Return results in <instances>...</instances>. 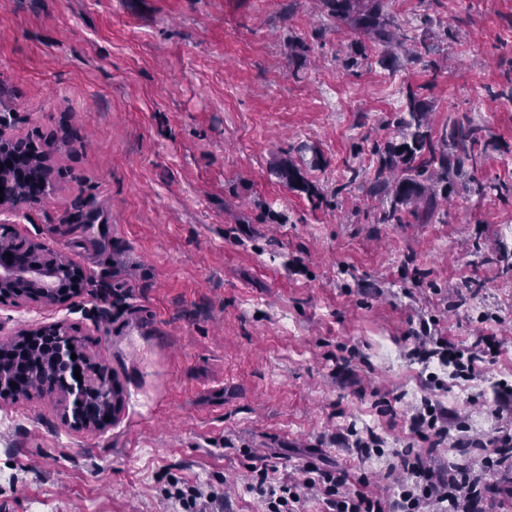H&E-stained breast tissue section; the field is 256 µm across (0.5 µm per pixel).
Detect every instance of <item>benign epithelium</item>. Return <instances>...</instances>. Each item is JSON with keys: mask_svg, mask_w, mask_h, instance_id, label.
<instances>
[{"mask_svg": "<svg viewBox=\"0 0 512 512\" xmlns=\"http://www.w3.org/2000/svg\"><path fill=\"white\" fill-rule=\"evenodd\" d=\"M23 152L41 162L43 174L38 184L26 195L27 204L41 202L51 190V169L49 166V146L16 137L0 126V153ZM0 211L15 210L21 205L11 184L0 178ZM32 258L19 262L14 257L0 253V296L13 295L23 302L40 303L47 306L62 304L69 298L79 295L85 289L86 275L76 263L61 260L42 242L28 241ZM30 339H46L51 342L54 356L61 361L76 355L79 359L81 379L72 376L66 379L64 388L59 392L67 400L64 409V421L72 428L80 430L100 428L107 419L114 418L120 409V395L108 368L96 362L78 347L70 329L61 322L40 325L21 332ZM99 395L101 401L110 405L105 418H89L82 409V400L90 395Z\"/></svg>", "mask_w": 512, "mask_h": 512, "instance_id": "benign-epithelium-1", "label": "benign epithelium"}]
</instances>
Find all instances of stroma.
Masks as SVG:
<instances>
[{
    "mask_svg": "<svg viewBox=\"0 0 512 512\" xmlns=\"http://www.w3.org/2000/svg\"><path fill=\"white\" fill-rule=\"evenodd\" d=\"M390 9L427 15L417 34L446 69L404 56L384 70L371 43L355 56L360 32L320 0H0V120L50 143L53 168L51 195L0 213V233L38 238L88 278L60 306L0 298V342L65 321L124 399L98 431L71 429L45 395L0 403V512H182L161 494L173 475L228 512H265L256 466L299 484V512H324L304 464L395 495L381 474L428 447L410 426L423 400L484 440L512 432V413L485 407L512 384V195L470 190L512 184V0ZM406 80L432 83L434 127L470 117L492 147L432 223L382 224L370 147L399 135ZM288 160L319 199L274 176ZM423 320L497 350L453 376L410 356ZM351 428L374 431L379 454L334 442Z\"/></svg>",
    "mask_w": 512,
    "mask_h": 512,
    "instance_id": "stroma-1",
    "label": "stroma"
}]
</instances>
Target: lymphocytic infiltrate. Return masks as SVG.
<instances>
[{"mask_svg":"<svg viewBox=\"0 0 512 512\" xmlns=\"http://www.w3.org/2000/svg\"><path fill=\"white\" fill-rule=\"evenodd\" d=\"M413 352L422 360L438 359L444 366L454 367L457 375L470 373L476 362L492 351L490 338H483L473 348L461 349L443 339H432L428 326L412 330ZM451 416L447 409L423 402L412 415V429L431 436L432 447L447 441ZM399 466L404 473L397 496L386 501L369 495L364 489L350 488L346 476L338 471L305 465L315 473L325 490L326 512H486L484 504L495 485L486 482L484 474L491 470L512 469V435L504 434L491 443L482 470L462 463L442 470L428 464L424 456L412 450L402 451Z\"/></svg>","mask_w":512,"mask_h":512,"instance_id":"lymphocytic-infiltrate-1","label":"lymphocytic infiltrate"}]
</instances>
